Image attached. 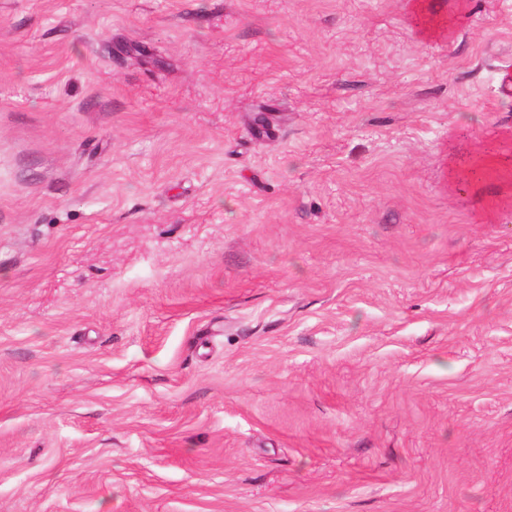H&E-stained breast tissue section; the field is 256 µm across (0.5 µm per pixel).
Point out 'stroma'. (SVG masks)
Wrapping results in <instances>:
<instances>
[{
    "mask_svg": "<svg viewBox=\"0 0 512 512\" xmlns=\"http://www.w3.org/2000/svg\"><path fill=\"white\" fill-rule=\"evenodd\" d=\"M512 0H0V512H512Z\"/></svg>",
    "mask_w": 512,
    "mask_h": 512,
    "instance_id": "stroma-1",
    "label": "stroma"
}]
</instances>
